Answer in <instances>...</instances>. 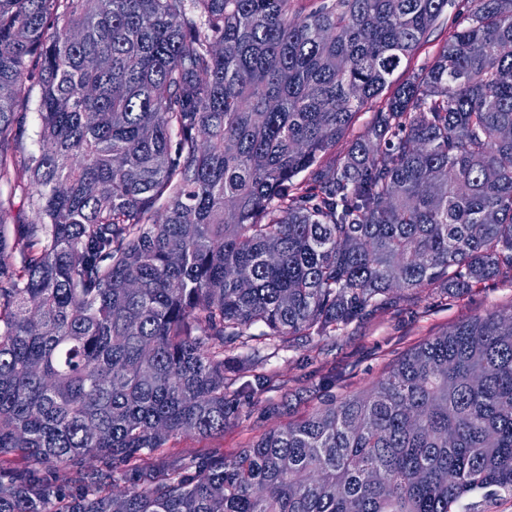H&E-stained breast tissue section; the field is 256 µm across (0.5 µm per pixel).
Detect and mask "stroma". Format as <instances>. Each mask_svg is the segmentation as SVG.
Wrapping results in <instances>:
<instances>
[{
    "instance_id": "stroma-1",
    "label": "stroma",
    "mask_w": 512,
    "mask_h": 512,
    "mask_svg": "<svg viewBox=\"0 0 512 512\" xmlns=\"http://www.w3.org/2000/svg\"><path fill=\"white\" fill-rule=\"evenodd\" d=\"M469 8V0H454L409 61L406 74L431 64ZM510 313L512 275L503 273L458 297L437 288L390 293L375 311L333 336L262 344L254 352L225 348L227 396L239 406L236 418L223 435L170 440L148 457L147 465L166 470L208 454L232 455L268 429L311 413L327 397L341 399L370 387L410 349L450 327L475 317ZM258 378L265 381L262 390L240 392L242 380Z\"/></svg>"
}]
</instances>
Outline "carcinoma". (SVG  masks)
Instances as JSON below:
<instances>
[{
  "instance_id": "cac0c4a2",
  "label": "carcinoma",
  "mask_w": 512,
  "mask_h": 512,
  "mask_svg": "<svg viewBox=\"0 0 512 512\" xmlns=\"http://www.w3.org/2000/svg\"><path fill=\"white\" fill-rule=\"evenodd\" d=\"M471 3L399 82L448 0H0V184L38 216L9 225L0 196V463H101L68 491L0 470V512L512 495V314L453 326L191 475L144 465L231 424L224 347L330 336L394 290L460 296L512 271V0ZM385 97L386 92H384L383 95L380 96V98L374 100L372 104L365 106L357 114L355 121L353 122V125L347 132L346 136L343 139L336 142V147L334 150H332L330 156H333L336 153V160H338L345 152L349 144V141H351L352 139L356 138L357 136L363 134L368 130V128L371 126L375 114L374 112H376L384 104ZM40 119L37 112H27L26 126L28 135L18 144L16 154L18 157H28L31 153L37 152L38 145L34 132L38 129Z\"/></svg>"
}]
</instances>
